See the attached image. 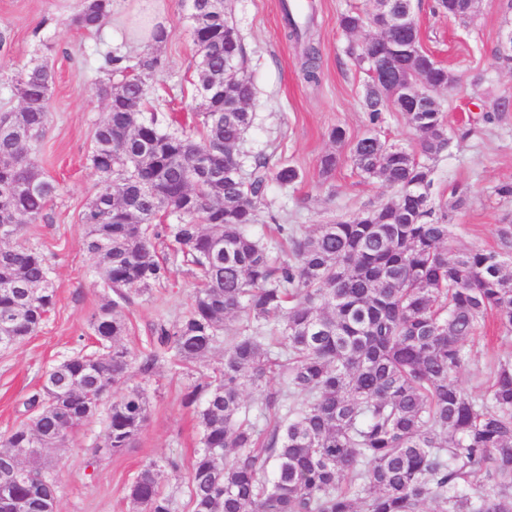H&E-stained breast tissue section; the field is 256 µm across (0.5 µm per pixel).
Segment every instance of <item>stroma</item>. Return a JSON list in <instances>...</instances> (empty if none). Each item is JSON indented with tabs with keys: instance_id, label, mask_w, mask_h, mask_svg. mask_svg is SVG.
Listing matches in <instances>:
<instances>
[{
	"instance_id": "obj_1",
	"label": "stroma",
	"mask_w": 512,
	"mask_h": 512,
	"mask_svg": "<svg viewBox=\"0 0 512 512\" xmlns=\"http://www.w3.org/2000/svg\"><path fill=\"white\" fill-rule=\"evenodd\" d=\"M312 3L319 16L321 51L320 80L315 84L300 74L298 48L285 35L281 0L230 2L254 87L247 106L252 125L242 149L249 156L271 154L297 166L302 174L296 186L271 188L259 221L268 223L271 214L279 213L305 233L393 196L382 181L361 178L348 159L350 143L366 133L369 119L358 103L366 75L345 48L349 41H366L375 31L368 28L348 36L339 28L338 17L350 7H368L369 0ZM432 4L433 0H413L424 46L457 77L454 86L438 94L456 136L436 163L435 190L446 202L455 187L468 188V205L451 212V220L463 244L489 249L496 245L498 224L512 213V199L493 193L495 186L512 182V112L490 123L481 116L497 97L512 95V70L500 66L492 54L512 20V0H480L466 27L457 19L433 14ZM78 5L79 0H0V63H44L54 73L50 117L37 158L61 186L52 223L26 227L27 239L51 259L57 303L35 335L0 352V432L20 420L23 401L40 388L49 367L93 350L87 320L108 298L98 281L96 258L82 247L81 222L98 180L89 160L92 135L108 112L106 100L98 94L99 85L110 78L101 68L103 54L118 49L135 58L145 48H154L167 67L151 81L150 100L172 101L165 119L184 128L194 124L198 51L189 33L188 0H112V20L97 35L72 25ZM155 22L170 32L164 43L152 46L131 36L134 26ZM336 126L346 132L340 146L329 138ZM331 152L339 163L327 178L321 174V159ZM195 284L187 268L175 263L168 283L135 296L125 311L127 348L141 350L154 324L178 320L191 302ZM464 349L468 362L455 380L478 394L481 378L492 369V357L512 356V339L476 336L465 341ZM209 373V367H201L188 376L179 367L160 362L147 385L149 421L133 446L120 453H94L103 434L102 417L76 428L49 459L59 512H131L126 487L145 462L171 457L189 463L198 446V428L182 399L192 380Z\"/></svg>"
}]
</instances>
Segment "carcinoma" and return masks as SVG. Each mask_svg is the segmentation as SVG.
<instances>
[{
  "mask_svg": "<svg viewBox=\"0 0 512 512\" xmlns=\"http://www.w3.org/2000/svg\"><path fill=\"white\" fill-rule=\"evenodd\" d=\"M452 16L473 21L476 6L453 0ZM286 36L302 46L304 80H319L316 12L282 5ZM190 36L198 47L193 131L170 132L147 97L167 62L146 52L131 62L105 54L117 84H102L108 115L93 133L90 161L100 175L81 216L83 248L97 258L112 297L88 317L98 349L53 365L24 401L28 416L0 435V483L14 495L33 484L57 492L47 475L48 448L107 408L103 445L132 447L149 418L145 388L164 359L187 369L224 354L204 382L188 387L200 449L187 467L191 512H512V357L495 363L481 394L454 381L468 361L463 342L488 320L512 337V219L503 218L493 249L454 236L449 211L463 208L458 186L434 205V167L449 145L442 103L414 92L421 81L446 89L454 76L430 55L396 56L397 44L423 51L418 27L393 33L392 18L347 10L346 34L373 21L385 40L349 44L368 71L372 58L400 70L405 94L368 78L360 109L372 125L398 112L418 135L407 149L370 130L350 160L380 179L394 198L305 234L270 216L274 235L252 227L272 184L301 179L297 167L264 153L245 163L240 146L251 126L253 86L246 51L226 0H191ZM112 0H81L72 24L99 34ZM53 71L28 64L11 77L21 106L0 113V325L10 350L34 335L55 305L45 252L23 240L24 225L52 222L58 184L39 169L36 151L49 120ZM28 138L20 141L15 130ZM168 241L172 259L159 258ZM189 267L197 286L172 324L153 326L142 351L123 344L125 308L169 280V261ZM242 318L230 336L226 321ZM259 393L255 417L244 406ZM135 512H176L158 490V465L145 464L128 486Z\"/></svg>",
  "mask_w": 512,
  "mask_h": 512,
  "instance_id": "obj_1",
  "label": "carcinoma"
}]
</instances>
